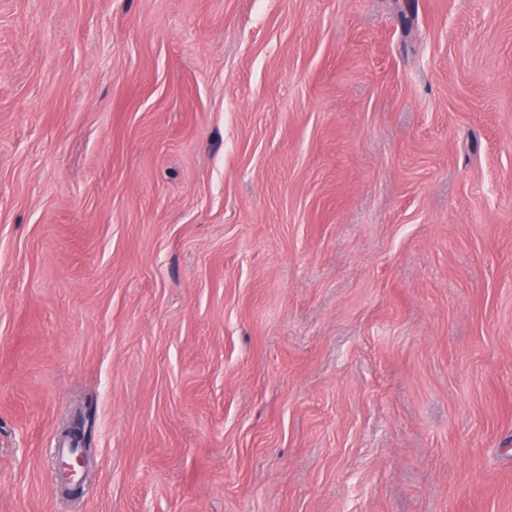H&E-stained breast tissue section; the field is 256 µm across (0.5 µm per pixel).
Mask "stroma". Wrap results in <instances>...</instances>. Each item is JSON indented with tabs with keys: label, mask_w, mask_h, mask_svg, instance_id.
<instances>
[{
	"label": "stroma",
	"mask_w": 512,
	"mask_h": 512,
	"mask_svg": "<svg viewBox=\"0 0 512 512\" xmlns=\"http://www.w3.org/2000/svg\"><path fill=\"white\" fill-rule=\"evenodd\" d=\"M0 512H512V0H0Z\"/></svg>",
	"instance_id": "stroma-1"
}]
</instances>
